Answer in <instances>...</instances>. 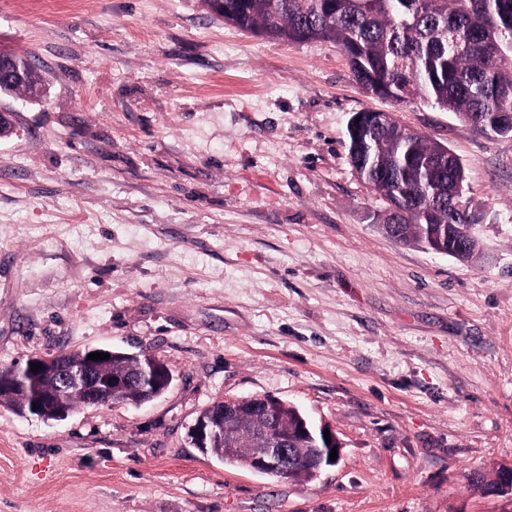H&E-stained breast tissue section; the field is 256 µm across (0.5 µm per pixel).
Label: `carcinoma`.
Instances as JSON below:
<instances>
[{
    "instance_id": "cac0c4a2",
    "label": "carcinoma",
    "mask_w": 512,
    "mask_h": 512,
    "mask_svg": "<svg viewBox=\"0 0 512 512\" xmlns=\"http://www.w3.org/2000/svg\"><path fill=\"white\" fill-rule=\"evenodd\" d=\"M224 21L261 36L291 42L323 41L335 44L346 56L356 82L371 93L381 84L393 90L391 99L406 100L415 93L471 124L494 128L500 112L512 113V57L499 49L500 29H512V0H203ZM447 21L458 26L468 41L462 54L448 52L431 31ZM439 145L394 123L378 141L375 165L393 170L409 150L413 159L434 157ZM428 166L410 165L399 170L404 186L402 206L408 208V223L399 225L397 241L417 244L433 235L453 236L469 243L466 258L478 251V242L464 226L465 212L448 210V202L436 205L419 198V178ZM156 362L168 366L155 354L117 351L103 375L131 376L139 365ZM149 395L130 384L112 395V402L132 406L146 403ZM32 395L24 390L0 397V407L24 416L31 414ZM308 417L298 408L279 402L271 415L255 412L214 439L203 453L226 462L249 467L248 460L261 454L263 445L254 436L265 429L288 432V447L297 462L288 471L273 474L286 480H307L313 473L303 464L312 453L311 438L303 432ZM237 448L238 455L224 456V449Z\"/></svg>"
}]
</instances>
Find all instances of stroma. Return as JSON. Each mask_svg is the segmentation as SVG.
I'll return each instance as SVG.
<instances>
[{"label": "stroma", "instance_id": "1", "mask_svg": "<svg viewBox=\"0 0 512 512\" xmlns=\"http://www.w3.org/2000/svg\"><path fill=\"white\" fill-rule=\"evenodd\" d=\"M0 364L150 351L174 382L62 421L0 408V512H512V137L366 93L336 46L245 32L201 0H0ZM364 110L447 145L472 259L402 245L355 172ZM261 395L341 453L277 480L188 429Z\"/></svg>", "mask_w": 512, "mask_h": 512}]
</instances>
